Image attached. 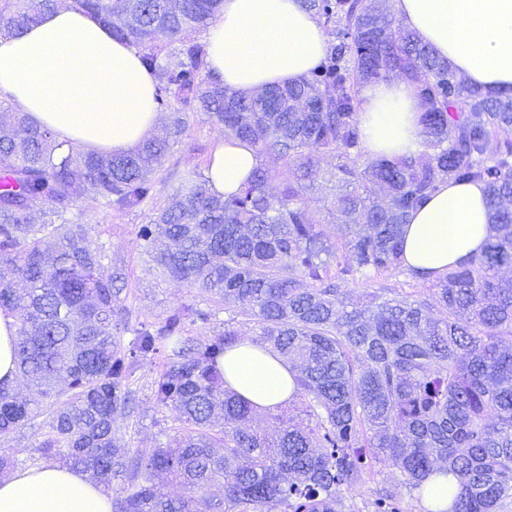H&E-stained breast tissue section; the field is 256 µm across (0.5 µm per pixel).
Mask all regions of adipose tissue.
<instances>
[{"label": "adipose tissue", "instance_id": "adipose-tissue-1", "mask_svg": "<svg viewBox=\"0 0 512 512\" xmlns=\"http://www.w3.org/2000/svg\"><path fill=\"white\" fill-rule=\"evenodd\" d=\"M393 5L457 76L486 92L512 90V0ZM205 42L212 73L241 92L311 77L329 50L321 22L300 0H224ZM157 85L138 50L82 10L61 6L22 35L0 32V97L63 145L105 153L135 148L157 123ZM359 99L367 156L427 153L413 84L368 83ZM257 163L246 143L219 141L207 170L211 189L236 194ZM488 235L484 183L447 180L405 225L404 259L438 276L479 252ZM220 367L227 387L255 406H283L294 394L288 363L272 351L241 342L225 352ZM0 512H112V495L85 473L49 463L0 479Z\"/></svg>", "mask_w": 512, "mask_h": 512}]
</instances>
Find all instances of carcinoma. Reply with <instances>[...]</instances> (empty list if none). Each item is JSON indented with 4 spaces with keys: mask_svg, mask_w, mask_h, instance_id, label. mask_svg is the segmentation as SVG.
<instances>
[{
    "mask_svg": "<svg viewBox=\"0 0 512 512\" xmlns=\"http://www.w3.org/2000/svg\"><path fill=\"white\" fill-rule=\"evenodd\" d=\"M59 0H0V28L20 33ZM372 0H302L331 38L312 78L242 93L208 69L206 29L223 0H72L142 53L163 84L164 135L129 152L69 147L22 112L0 111V308L17 314L15 360L28 390L0 387V475L10 442L48 416L34 445L113 489L112 512H356L345 494L389 463L411 493L448 477L446 512H500L512 499V94L456 78L388 8ZM415 85L429 153L371 159L358 128L359 90ZM203 114L248 142L259 163L238 193L185 180L136 232L161 274L219 305L224 329L191 336L210 311L133 318L123 265L103 270L78 201L133 211L153 199L173 147ZM336 165L327 228L307 191L318 160ZM480 180L490 234L483 249L432 279L403 261V227L445 180ZM404 276L412 292L384 280ZM360 285L357 292L345 284ZM446 310L436 318L425 295ZM255 324L251 343L295 371L289 405L257 410L218 369ZM155 395L174 413L164 446L126 447L134 377L155 360ZM166 474L178 496L154 481ZM374 512H398L377 491Z\"/></svg>",
    "mask_w": 512,
    "mask_h": 512,
    "instance_id": "cac0c4a2",
    "label": "carcinoma"
}]
</instances>
